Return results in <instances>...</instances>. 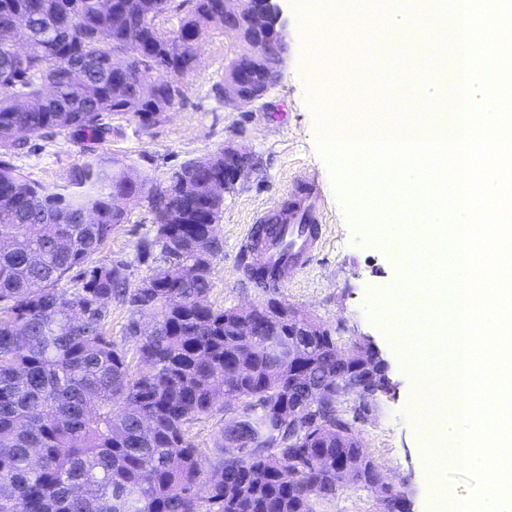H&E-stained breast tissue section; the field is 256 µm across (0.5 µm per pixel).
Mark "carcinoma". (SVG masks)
I'll return each instance as SVG.
<instances>
[{
	"label": "carcinoma",
	"instance_id": "1",
	"mask_svg": "<svg viewBox=\"0 0 512 512\" xmlns=\"http://www.w3.org/2000/svg\"><path fill=\"white\" fill-rule=\"evenodd\" d=\"M0 0V512H318L351 485L378 479L379 465L351 467L365 449L336 397V379H358L367 356L323 330L300 340L296 359L333 396L303 443H288V409L303 404L288 364L276 363L237 328L234 307L209 302L212 258L221 250L214 217L224 198V154L183 164L160 190L129 168L87 161L52 191L11 159L28 142L19 129L62 137L91 154L113 121L159 124L183 97L180 78L199 64L197 45L224 30L216 0ZM28 24L4 36L17 16ZM27 48L24 58L15 46ZM139 44L159 68L149 74L124 47ZM87 67L77 76L69 61ZM145 200L155 235L139 245L165 266L135 287L122 264H95L125 222L112 195ZM257 288L274 273L249 266ZM128 309L124 345L106 335L112 303ZM258 314L288 335V320ZM149 315L144 329L139 317ZM237 373L224 391V370ZM224 405L207 496L202 449L190 425ZM297 470L294 479L287 477Z\"/></svg>",
	"mask_w": 512,
	"mask_h": 512
}]
</instances>
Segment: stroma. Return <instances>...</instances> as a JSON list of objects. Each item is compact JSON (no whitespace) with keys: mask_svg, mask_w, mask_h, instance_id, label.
<instances>
[{"mask_svg":"<svg viewBox=\"0 0 512 512\" xmlns=\"http://www.w3.org/2000/svg\"><path fill=\"white\" fill-rule=\"evenodd\" d=\"M287 22L285 64L268 108H238L225 103L215 87L224 81V63L236 44L215 30L199 47V64L181 78L183 98L165 120L150 129L135 121H114L110 140L100 145L96 160L129 165L154 184L166 185L183 163L206 157L233 144L251 152L255 165L247 178L224 194L218 218L221 251L212 260L209 301L216 307H249L274 298L302 310L332 335L350 339L358 332L371 336L391 365L397 385L394 396L380 398L361 439L384 474L408 494L410 512H438L439 493L428 478L424 452L427 436L421 424L423 401L395 340L384 312L402 278L401 247L387 238L381 226L364 221L352 193H338L333 171L319 148L320 129L315 111L319 91L310 80V59L304 56L306 19L313 0H281ZM421 34L412 35L393 51L384 41L370 50L371 66L347 72L341 66L342 46L332 51L336 87L334 111L358 112L360 101L381 81L396 88L390 116L399 120L415 111L412 80L426 75L428 60ZM29 152L16 156L17 169L44 187L66 185L70 171L86 162L79 147L66 139L48 142L29 136ZM319 183L323 243L311 263L292 272L276 290L266 292L251 283L242 242L257 217L283 209L293 192L308 180ZM155 234L154 216L147 203L127 207L101 252L99 263L121 261L130 284L151 276L155 263L142 261L138 247Z\"/></svg>","mask_w":512,"mask_h":512,"instance_id":"1","label":"stroma"}]
</instances>
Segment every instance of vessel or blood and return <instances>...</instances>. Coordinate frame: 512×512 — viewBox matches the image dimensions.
<instances>
[{
    "label": "vessel or blood",
    "mask_w": 512,
    "mask_h": 512,
    "mask_svg": "<svg viewBox=\"0 0 512 512\" xmlns=\"http://www.w3.org/2000/svg\"><path fill=\"white\" fill-rule=\"evenodd\" d=\"M319 200L318 189L310 182L293 195L287 212L261 214L257 222L264 225V233L259 236L248 232L244 251L256 255L263 266L277 272L306 267L322 240L316 208Z\"/></svg>",
    "instance_id": "b4317fda"
}]
</instances>
